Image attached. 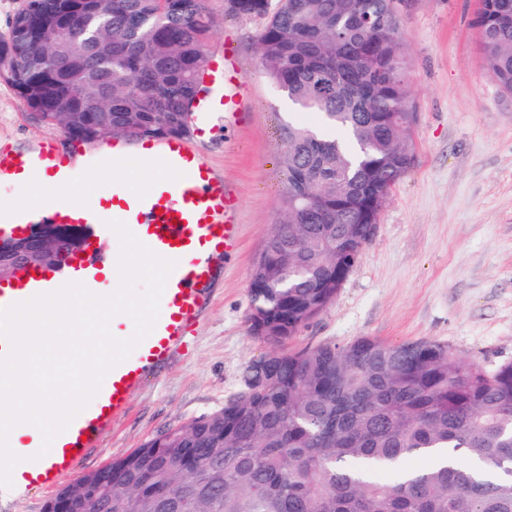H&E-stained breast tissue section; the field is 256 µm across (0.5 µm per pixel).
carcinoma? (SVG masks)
<instances>
[{
  "label": "carcinoma",
  "mask_w": 512,
  "mask_h": 512,
  "mask_svg": "<svg viewBox=\"0 0 512 512\" xmlns=\"http://www.w3.org/2000/svg\"><path fill=\"white\" fill-rule=\"evenodd\" d=\"M79 3L23 0L0 38L19 62L0 79L63 129L187 136L208 62L204 0H95L91 48L64 22ZM224 16L264 20V73L319 119L284 124L280 220L250 272V330L268 350L224 407L112 461L97 498L67 508L512 512V361L487 370L430 340L284 349L336 297L341 244L371 234L413 165L412 127L398 122L413 111L411 63L393 0H225ZM474 26L512 95V0H480ZM441 452L447 461L402 468Z\"/></svg>",
  "instance_id": "obj_1"
}]
</instances>
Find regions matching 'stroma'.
Wrapping results in <instances>:
<instances>
[{
	"label": "stroma",
	"instance_id": "obj_1",
	"mask_svg": "<svg viewBox=\"0 0 512 512\" xmlns=\"http://www.w3.org/2000/svg\"><path fill=\"white\" fill-rule=\"evenodd\" d=\"M206 7L207 48L233 50L251 80L249 105L229 125L193 120L188 140L241 199L239 245L215 259L210 300L184 344L101 433L86 473L223 407L245 366L265 351L248 329L249 277L279 220L288 106L263 75L262 20L225 17L224 0ZM477 7V0H409L402 36L417 114L414 165L391 189L375 236L335 300L298 331L293 347L430 339L488 369L512 361V95L479 50ZM49 140L74 147L0 81V149L24 152Z\"/></svg>",
	"mask_w": 512,
	"mask_h": 512
}]
</instances>
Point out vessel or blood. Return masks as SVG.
<instances>
[{
  "instance_id": "1",
  "label": "vessel or blood",
  "mask_w": 512,
  "mask_h": 512,
  "mask_svg": "<svg viewBox=\"0 0 512 512\" xmlns=\"http://www.w3.org/2000/svg\"><path fill=\"white\" fill-rule=\"evenodd\" d=\"M207 85L223 87L221 97L204 106V113L233 117L245 106L249 82L231 50L213 58L202 75ZM140 149L161 154L174 181H161L143 192L113 189L110 198H89L73 206L57 204L47 218L60 225L94 231V240L82 251L67 256L58 266H25L0 283V307L53 292L57 283L80 282L96 290L110 261L101 242L114 240L111 220L124 222L130 231L160 256L176 260L160 302V315L152 333L128 359L105 377L90 404L53 442L45 456L37 445L21 449L24 461L13 481L26 489H44L72 476L86 451L94 447L102 430L126 409L130 396L147 373L164 364L183 344L189 328L207 304L214 278L212 261L230 254L238 244L240 202L236 192L216 178L209 164L183 138L143 140ZM73 181L83 168L76 157L59 153L45 143L30 153H0V187L18 182L34 167ZM37 219L32 211L0 203V235L28 233Z\"/></svg>"
}]
</instances>
